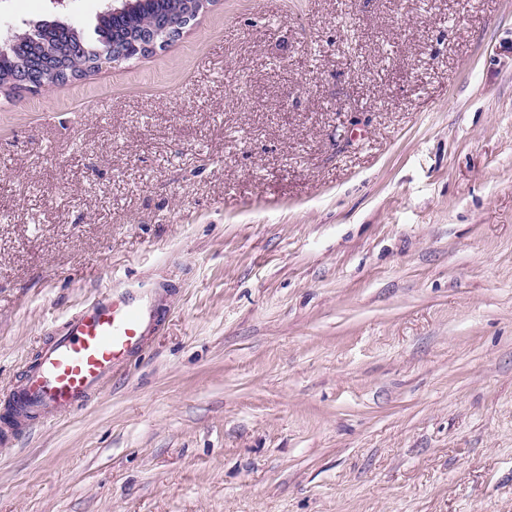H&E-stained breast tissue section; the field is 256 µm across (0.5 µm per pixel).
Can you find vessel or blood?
<instances>
[{
    "mask_svg": "<svg viewBox=\"0 0 512 512\" xmlns=\"http://www.w3.org/2000/svg\"><path fill=\"white\" fill-rule=\"evenodd\" d=\"M157 322L152 290L106 293L72 314L42 350L38 366L10 394L12 411L35 420L70 412L142 349Z\"/></svg>",
    "mask_w": 512,
    "mask_h": 512,
    "instance_id": "b4317fda",
    "label": "vessel or blood"
}]
</instances>
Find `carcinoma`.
Segmentation results:
<instances>
[{"label": "carcinoma", "instance_id": "obj_1", "mask_svg": "<svg viewBox=\"0 0 512 512\" xmlns=\"http://www.w3.org/2000/svg\"><path fill=\"white\" fill-rule=\"evenodd\" d=\"M193 0H145L118 15L105 13L97 18L95 37L88 38L73 27L64 29L61 23L44 21L34 28L14 34L12 43L3 47L0 58V88L15 92L12 74L20 66H30L42 60L51 51H61L67 56L68 68L78 77L95 71L88 48L113 41L136 40L145 28L163 17L179 20L191 12Z\"/></svg>", "mask_w": 512, "mask_h": 512}]
</instances>
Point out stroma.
<instances>
[{
    "instance_id": "1",
    "label": "stroma",
    "mask_w": 512,
    "mask_h": 512,
    "mask_svg": "<svg viewBox=\"0 0 512 512\" xmlns=\"http://www.w3.org/2000/svg\"><path fill=\"white\" fill-rule=\"evenodd\" d=\"M111 286L161 321L0 512H512V0H210L0 92V408Z\"/></svg>"
}]
</instances>
